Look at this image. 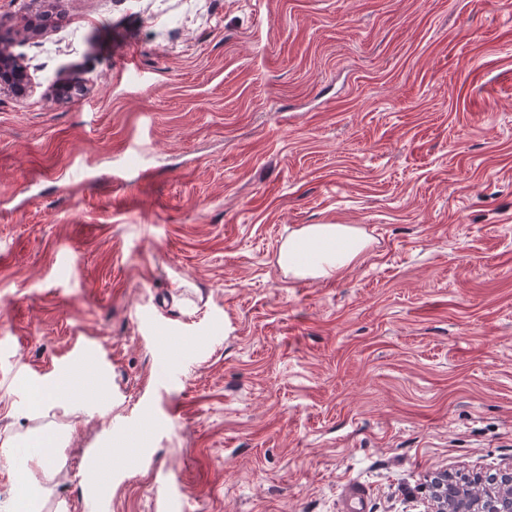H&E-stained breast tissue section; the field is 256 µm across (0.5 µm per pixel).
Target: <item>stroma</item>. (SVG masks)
Returning a JSON list of instances; mask_svg holds the SVG:
<instances>
[{"label": "stroma", "instance_id": "1", "mask_svg": "<svg viewBox=\"0 0 512 512\" xmlns=\"http://www.w3.org/2000/svg\"><path fill=\"white\" fill-rule=\"evenodd\" d=\"M41 16L0 95V440L66 430L44 512L127 438L111 512H427L512 464L511 6L0 0ZM310 224L370 245L287 275ZM75 366L108 398L37 408Z\"/></svg>", "mask_w": 512, "mask_h": 512}]
</instances>
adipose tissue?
Masks as SVG:
<instances>
[{"mask_svg":"<svg viewBox=\"0 0 512 512\" xmlns=\"http://www.w3.org/2000/svg\"><path fill=\"white\" fill-rule=\"evenodd\" d=\"M367 246V240L351 226L312 224L289 236L280 250L279 262L293 277L325 278L350 266ZM19 442L30 453L13 467L14 498L24 512H44L56 475L51 450L61 445L62 440L58 435L30 429L7 436L0 446L12 448Z\"/></svg>","mask_w":512,"mask_h":512,"instance_id":"obj_1","label":"adipose tissue"}]
</instances>
